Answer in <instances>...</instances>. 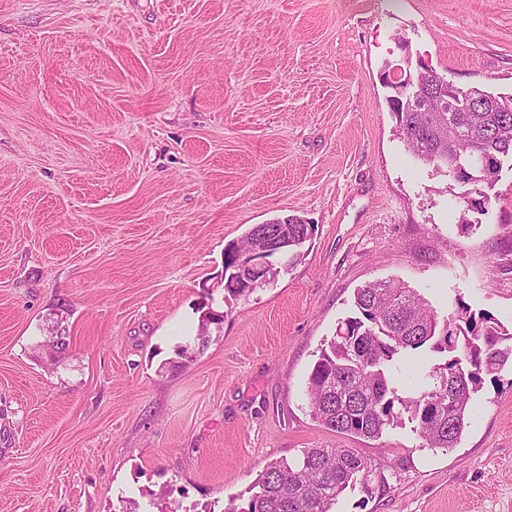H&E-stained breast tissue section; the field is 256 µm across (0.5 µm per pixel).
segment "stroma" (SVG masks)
Instances as JSON below:
<instances>
[{"instance_id":"35a3bbf8","label":"stroma","mask_w":512,"mask_h":512,"mask_svg":"<svg viewBox=\"0 0 512 512\" xmlns=\"http://www.w3.org/2000/svg\"><path fill=\"white\" fill-rule=\"evenodd\" d=\"M408 60L512 94V0H0V512H226L319 446L373 464L336 512H512V365L448 450L310 415L366 283L512 327V166L460 222L386 101ZM288 215L311 239L230 297L227 245Z\"/></svg>"}]
</instances>
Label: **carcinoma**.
I'll return each mask as SVG.
<instances>
[{
  "label": "carcinoma",
  "instance_id": "obj_1",
  "mask_svg": "<svg viewBox=\"0 0 512 512\" xmlns=\"http://www.w3.org/2000/svg\"><path fill=\"white\" fill-rule=\"evenodd\" d=\"M496 112H438L436 124H421L416 112H400L401 127L417 130L405 139L409 151L424 161L451 141L463 167L458 181L469 186L475 162L464 158L471 150L491 162L512 158V95L482 91ZM473 186V185H471ZM474 192L482 190L473 186ZM256 224L237 244L224 250H246L259 235L288 239V251L311 238L312 224ZM358 316L339 328L310 371L307 393L311 415L325 428L363 438L382 437L407 414L415 431L431 448H454L469 417L472 394L486 377L512 361V329L491 314L472 312L464 302L450 317H441L413 290L402 284L373 282L358 289ZM445 357L443 366L427 370L409 361L423 347ZM415 375L416 396L400 394L402 377ZM371 462L353 448H306L296 461L266 466L253 485L247 508L227 512H333L336 501L357 482L367 481Z\"/></svg>",
  "mask_w": 512,
  "mask_h": 512
}]
</instances>
